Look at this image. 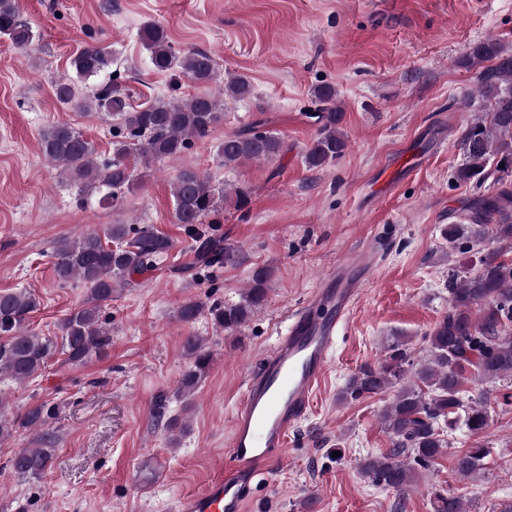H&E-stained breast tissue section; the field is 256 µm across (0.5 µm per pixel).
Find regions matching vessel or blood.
<instances>
[{"label": "vessel or blood", "mask_w": 512, "mask_h": 512, "mask_svg": "<svg viewBox=\"0 0 512 512\" xmlns=\"http://www.w3.org/2000/svg\"><path fill=\"white\" fill-rule=\"evenodd\" d=\"M376 260L369 247L324 280L274 349L247 377L232 417L224 471L202 491L183 496L175 512H245L250 493L283 460L288 436L322 383L342 321Z\"/></svg>", "instance_id": "obj_1"}]
</instances>
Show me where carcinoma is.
I'll use <instances>...</instances> for the list:
<instances>
[{
	"label": "carcinoma",
	"instance_id": "obj_1",
	"mask_svg": "<svg viewBox=\"0 0 512 512\" xmlns=\"http://www.w3.org/2000/svg\"><path fill=\"white\" fill-rule=\"evenodd\" d=\"M0 36L24 47L32 39L30 23L19 11L17 0H0ZM140 39L149 53L154 70L179 69L196 86L197 92L185 99H162L133 107L127 88L112 71V51L91 45L71 60L76 78L61 76L55 82L56 98L66 106L95 109L118 119L113 137V155L98 159L94 145L68 123H57L40 136L44 157L79 188V205L88 206L87 195L98 196V204H111L134 187L138 168L157 160H177L198 139L206 138L221 120L226 100L250 96V83L242 77L225 82L214 92L210 87L217 74V63L207 51L177 50L165 28L147 22ZM464 64L479 69L477 93L486 110L475 115L463 129L461 142L465 161L457 169L460 182H481L490 164L502 173L512 171V49L497 38L475 44ZM321 106L317 119L321 126L304 155L311 169L321 168L341 157L347 146L341 131L342 113L336 106V91L318 86L313 91ZM286 150L285 142L271 131L256 127L224 136L219 154L224 165L269 161ZM495 194L482 199L465 224H448L442 229L450 244L465 238L480 247L478 267L452 275L448 313L424 334L427 355L414 357L410 342L395 340L376 365L359 369L347 382L341 399L357 401L372 394L390 392L392 399L381 418L390 437L391 448L379 457L361 463L363 472L378 486L405 491L415 482V473L427 470L448 447L443 426L465 428L480 436L490 424L486 404L464 399L467 382L488 383L512 377V263L502 260L512 251V181L497 179ZM216 188L208 178L190 168L178 172L173 182L176 223L188 227L202 239L197 226L215 212ZM172 248L171 240L151 229L135 230L113 224L105 235L87 232L74 239L60 240L54 249V271L59 282L77 280L87 295L60 323L61 346L33 334L28 329L36 301L27 291L0 292V331L7 334L0 343V382L28 381L40 375L56 352L71 364L83 363L110 345L112 334L103 326V307L112 301L118 286H129L132 276L152 266L153 261ZM202 248L208 262L229 261L232 254L210 239ZM269 270L253 271L251 286L239 302L216 303L204 308L197 301L184 302L177 318L185 323L207 313L222 330L246 325L266 301ZM184 349L192 363L183 374L178 393L192 394L210 370L213 354L200 336H187ZM6 399L0 392V442L18 430H36L45 425L49 414L45 405L28 408L12 419L3 417ZM38 448H21L11 458L14 475L22 480L41 478L51 465L55 449L48 447V434L36 438ZM489 449L476 440L457 456L456 473L475 478L485 468ZM434 512H468L459 497L435 495Z\"/></svg>",
	"mask_w": 512,
	"mask_h": 512
}]
</instances>
